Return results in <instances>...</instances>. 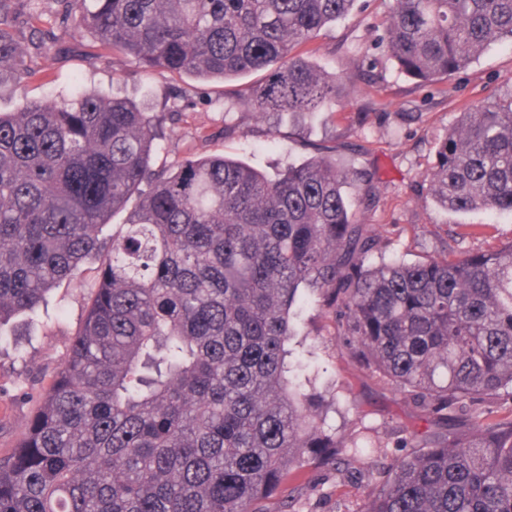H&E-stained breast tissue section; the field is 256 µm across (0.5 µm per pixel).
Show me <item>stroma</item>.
Segmentation results:
<instances>
[{"label":"stroma","instance_id":"obj_1","mask_svg":"<svg viewBox=\"0 0 512 512\" xmlns=\"http://www.w3.org/2000/svg\"><path fill=\"white\" fill-rule=\"evenodd\" d=\"M9 6L14 35L37 75H0V112L16 111L26 100L69 96L77 85L132 97L162 123L159 167L188 156L225 155L274 178L326 149L359 174L349 193L359 220L375 229L376 264L461 255L512 241V213L448 214L433 202L426 181L436 147L461 107L512 90L510 41L491 45L469 67L439 82L423 84L401 73L379 44L388 0H358L352 15L324 28L314 43L315 65L342 79L335 115L262 116L241 102L256 75L223 84L147 71L136 59L101 51L89 36L57 22L62 0H9ZM38 11L54 21L49 36L32 29ZM228 126L233 135H225ZM95 276L93 265H84L78 279L49 294L38 316L17 318L7 327L17 348L0 354V455L12 450L64 361ZM303 347L313 353L311 367L325 369L336 396L335 406L325 410L329 430L340 436L359 431L366 449L334 460L309 449L267 502V512H361L367 487L384 468L409 456L405 443L420 423L419 413L407 393L372 377L350 356L333 317L314 295L289 344L294 353Z\"/></svg>","mask_w":512,"mask_h":512}]
</instances>
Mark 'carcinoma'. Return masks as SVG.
<instances>
[{"instance_id": "1", "label": "carcinoma", "mask_w": 512, "mask_h": 512, "mask_svg": "<svg viewBox=\"0 0 512 512\" xmlns=\"http://www.w3.org/2000/svg\"><path fill=\"white\" fill-rule=\"evenodd\" d=\"M64 2L146 68L264 73L244 100L260 115L336 112L338 79L308 55L357 0ZM12 29L0 0V75H31ZM504 39L512 0H390L386 52L423 82ZM160 139L156 116L94 91L0 113V331L97 263L65 360L0 457V512H265L307 449L359 452L314 410L329 383L291 360L302 289L426 422L361 512H512V412L493 407L512 390V242L374 265L345 191L357 174L331 157L275 179L224 156L155 169ZM426 180L451 213L512 212V92L461 109Z\"/></svg>"}]
</instances>
